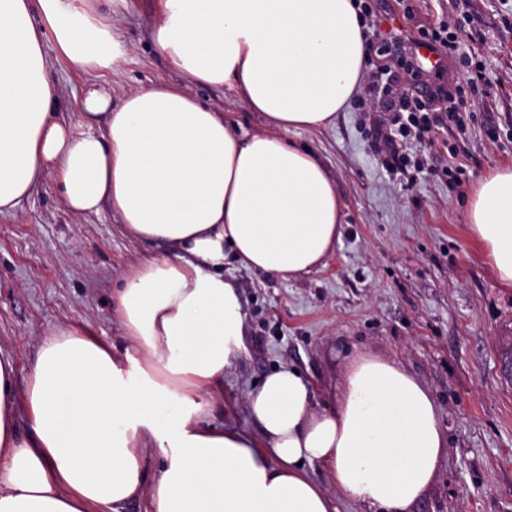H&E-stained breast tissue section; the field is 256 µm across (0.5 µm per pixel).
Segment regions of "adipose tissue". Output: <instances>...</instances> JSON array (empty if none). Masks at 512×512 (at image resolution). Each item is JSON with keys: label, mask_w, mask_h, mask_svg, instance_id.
<instances>
[{"label": "adipose tissue", "mask_w": 512, "mask_h": 512, "mask_svg": "<svg viewBox=\"0 0 512 512\" xmlns=\"http://www.w3.org/2000/svg\"><path fill=\"white\" fill-rule=\"evenodd\" d=\"M120 0H0V214L46 175L73 213L109 207L164 257L138 265L114 313L124 356L77 327L45 338L23 397L0 355V512H411L447 449L431 392L397 364L354 357L334 408L283 366L247 393L264 446L207 423L212 393L243 348L245 317L226 260L296 278L324 266L340 238L336 183L289 132L332 125L367 60L356 0H158L155 50L186 84L226 90L261 113L251 132L160 79L113 99L92 85L82 120L58 118L63 92L44 51L104 76L123 60L111 23ZM105 119V132L92 122ZM470 230L512 286V167L468 200ZM30 431L16 426L18 405ZM164 464L147 472V458ZM324 465L327 494L308 474Z\"/></svg>", "instance_id": "1"}]
</instances>
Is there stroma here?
Wrapping results in <instances>:
<instances>
[{"label": "stroma", "instance_id": "obj_1", "mask_svg": "<svg viewBox=\"0 0 512 512\" xmlns=\"http://www.w3.org/2000/svg\"><path fill=\"white\" fill-rule=\"evenodd\" d=\"M390 16L413 7L404 27L447 24L460 51L484 77L466 85L472 111L465 129L431 114L435 139L411 140L404 154L423 172H389L371 146L365 95L352 97L333 125L290 132L310 146L336 182L343 205L341 236L324 267L283 280L225 265L240 288L245 349L224 380L209 417L259 435L246 394L265 375L292 365L312 381L315 406H331L353 355L400 364L429 388L448 437V453L413 512H512V382L499 371V338L512 329V287L503 285L471 234L464 205L491 171L512 167V0H386ZM156 0H127L112 14L126 56L106 77L113 97L180 74L152 45ZM63 88L62 117L78 119L87 75L55 58ZM230 124L264 128L261 113L235 96L199 90ZM456 169L448 180L447 169ZM161 245L132 239L109 208L69 212L46 176L11 215L0 216V353L15 362L24 393L45 336L76 326L116 353L133 344L112 313L122 280Z\"/></svg>", "mask_w": 512, "mask_h": 512}]
</instances>
